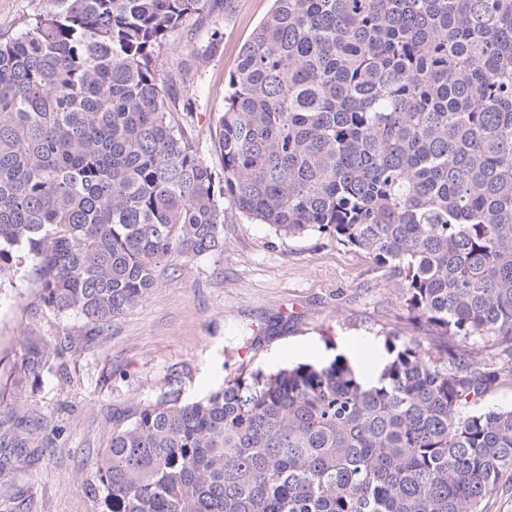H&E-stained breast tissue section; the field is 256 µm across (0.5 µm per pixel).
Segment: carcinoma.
Segmentation results:
<instances>
[{"label": "carcinoma", "instance_id": "obj_1", "mask_svg": "<svg viewBox=\"0 0 512 512\" xmlns=\"http://www.w3.org/2000/svg\"><path fill=\"white\" fill-rule=\"evenodd\" d=\"M234 0H48L0 37V288L103 333L224 204L363 254L409 324L370 382L342 354L159 399L112 430L106 512H483L512 475V0H273L230 74L222 173L171 124L161 50ZM512 407V380L488 390L472 408H511Z\"/></svg>", "mask_w": 512, "mask_h": 512}]
</instances>
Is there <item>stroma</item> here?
<instances>
[{"label":"stroma","instance_id":"stroma-1","mask_svg":"<svg viewBox=\"0 0 512 512\" xmlns=\"http://www.w3.org/2000/svg\"><path fill=\"white\" fill-rule=\"evenodd\" d=\"M272 0H235L188 16L162 51L186 60L170 119L220 168L218 119L237 55ZM211 45L209 58L192 55ZM395 288L370 262L316 234L276 236L224 208V249L200 258L171 251L153 296L87 334L41 300L34 265L0 289V512H103L96 467L112 429L162 397L197 400L241 371L336 356L347 342L382 350L404 329Z\"/></svg>","mask_w":512,"mask_h":512}]
</instances>
